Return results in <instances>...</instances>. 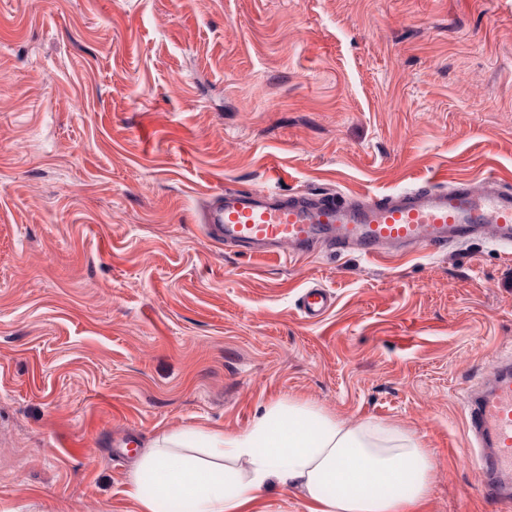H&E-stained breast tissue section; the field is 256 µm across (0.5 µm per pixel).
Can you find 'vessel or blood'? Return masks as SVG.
I'll return each instance as SVG.
<instances>
[{
    "instance_id": "vessel-or-blood-1",
    "label": "vessel or blood",
    "mask_w": 512,
    "mask_h": 512,
    "mask_svg": "<svg viewBox=\"0 0 512 512\" xmlns=\"http://www.w3.org/2000/svg\"><path fill=\"white\" fill-rule=\"evenodd\" d=\"M208 232L241 254L298 260L329 250L365 258L444 250L491 237L512 255V184L496 172L480 183L443 176L440 187L423 185L381 196L338 192H281L271 185L227 188L203 211ZM335 296L307 289L300 312L321 319ZM466 426L478 455L477 491L512 504V359L499 358L489 385L467 403Z\"/></svg>"
}]
</instances>
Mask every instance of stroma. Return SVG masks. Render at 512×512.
I'll return each instance as SVG.
<instances>
[{"instance_id": "stroma-1", "label": "stroma", "mask_w": 512, "mask_h": 512, "mask_svg": "<svg viewBox=\"0 0 512 512\" xmlns=\"http://www.w3.org/2000/svg\"><path fill=\"white\" fill-rule=\"evenodd\" d=\"M490 169L512 183V0H0V512H140L154 438L289 399L420 436L421 512H502L463 414L512 351L495 243L290 263L200 222L273 172L380 196ZM312 507L273 484L244 512ZM335 296L325 288L311 287L300 297V312L309 322L321 319L333 306Z\"/></svg>"}]
</instances>
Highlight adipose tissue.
Masks as SVG:
<instances>
[{"mask_svg": "<svg viewBox=\"0 0 512 512\" xmlns=\"http://www.w3.org/2000/svg\"><path fill=\"white\" fill-rule=\"evenodd\" d=\"M247 460L248 474L236 468ZM434 460L416 434L355 425L308 401H277L246 432L178 431L155 438L133 474L143 512H240L263 487H298L315 512H419Z\"/></svg>", "mask_w": 512, "mask_h": 512, "instance_id": "ef3b65f1", "label": "adipose tissue"}]
</instances>
